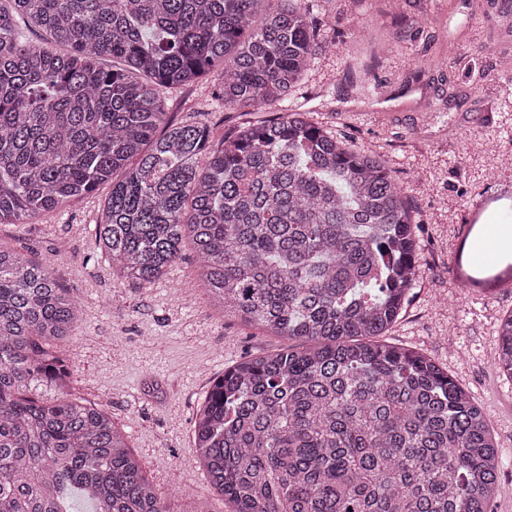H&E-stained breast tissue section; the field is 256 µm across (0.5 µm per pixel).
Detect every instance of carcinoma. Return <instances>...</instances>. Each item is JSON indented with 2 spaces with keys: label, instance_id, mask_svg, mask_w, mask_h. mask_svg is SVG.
<instances>
[{
  "label": "carcinoma",
  "instance_id": "cac0c4a2",
  "mask_svg": "<svg viewBox=\"0 0 512 512\" xmlns=\"http://www.w3.org/2000/svg\"><path fill=\"white\" fill-rule=\"evenodd\" d=\"M0 0V223L112 182L96 237L161 277L185 243L223 315L292 345L217 378L194 426L232 512H492L498 450L469 392L379 340L414 288L405 193L376 153L296 106L215 138L166 92L220 69L224 109L265 110L326 39L303 0ZM112 58V68L102 59ZM78 300L0 246V512H170L106 412L59 394ZM496 370L512 379V313Z\"/></svg>",
  "mask_w": 512,
  "mask_h": 512
}]
</instances>
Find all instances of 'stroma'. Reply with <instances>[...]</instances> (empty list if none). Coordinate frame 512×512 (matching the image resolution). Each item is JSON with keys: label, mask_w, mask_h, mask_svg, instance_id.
I'll return each instance as SVG.
<instances>
[{"label": "stroma", "mask_w": 512, "mask_h": 512, "mask_svg": "<svg viewBox=\"0 0 512 512\" xmlns=\"http://www.w3.org/2000/svg\"><path fill=\"white\" fill-rule=\"evenodd\" d=\"M328 48L283 107L386 159L419 222L418 280L389 343L447 369L483 410L501 476L494 512H512V380L492 362L512 289L462 292L452 275L462 226L512 225V0H431L427 23L389 0H305ZM217 78L169 94L175 120L232 128ZM111 183L29 224H0V245L49 261L80 304L60 344L70 392L104 408L144 475L172 512H231L194 445L197 412L225 369L286 341L224 318L201 285L191 246L159 279L140 285L112 273L96 238Z\"/></svg>", "instance_id": "1"}]
</instances>
